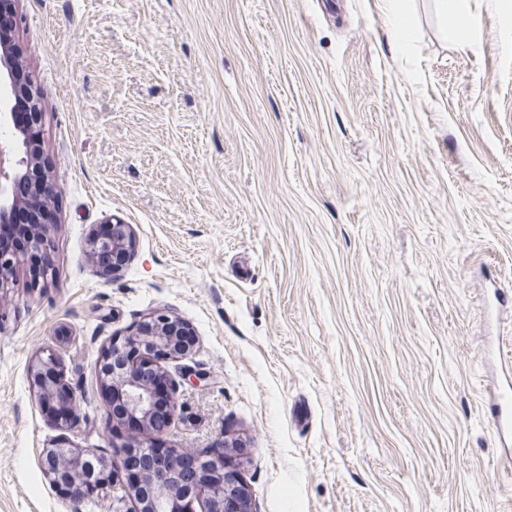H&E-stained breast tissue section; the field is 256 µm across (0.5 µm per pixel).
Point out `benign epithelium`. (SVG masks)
Returning <instances> with one entry per match:
<instances>
[{
	"label": "benign epithelium",
	"mask_w": 512,
	"mask_h": 512,
	"mask_svg": "<svg viewBox=\"0 0 512 512\" xmlns=\"http://www.w3.org/2000/svg\"><path fill=\"white\" fill-rule=\"evenodd\" d=\"M16 21L0 13V103L10 104L24 96L29 101L35 122L42 121L40 96L33 84L20 86L14 75L20 51L13 41ZM13 129L9 141H0V224L12 223L18 207L16 186L27 183L38 203L33 205L32 223L48 224L52 214L43 203L54 193L52 176L39 162L28 132L15 125L12 113H0V125ZM111 234L90 238L93 253L118 252L121 261L101 265L102 272L115 275L130 257L132 234L130 225L120 221L110 224ZM19 256L0 254V291L8 288ZM196 346L187 323L161 310L143 315L134 330L103 349L97 361L98 380L107 394L120 397V408L109 403L112 417L126 414L137 419L141 432L158 437L167 433L176 412L177 386L165 366L157 358L183 357ZM28 375L40 403L57 407L51 421L62 433L73 431L78 420L82 391L66 378L59 355L45 350L35 356ZM166 389V420L157 424L155 400L159 388ZM113 460L94 448L59 446L50 448L42 459V468L50 482L66 490L70 512H85L95 498L103 497L109 487H118L122 496L112 498V512H121L126 501L134 503V512H256L250 490L231 459L218 450L209 454L171 451L165 456L145 455L140 482L136 485L113 482Z\"/></svg>",
	"instance_id": "1"
}]
</instances>
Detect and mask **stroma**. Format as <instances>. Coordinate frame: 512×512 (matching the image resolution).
Wrapping results in <instances>:
<instances>
[{
    "label": "stroma",
    "instance_id": "1",
    "mask_svg": "<svg viewBox=\"0 0 512 512\" xmlns=\"http://www.w3.org/2000/svg\"><path fill=\"white\" fill-rule=\"evenodd\" d=\"M468 5L461 47L410 0L400 51L382 0H19L55 277L0 294V512H69L30 360L60 353L73 443L114 458L95 363L155 308L206 378L161 443L241 439L257 512H512L480 395L512 363V0ZM111 234L108 237H99L97 233H94L90 238L91 250L98 259V253L112 251V254L120 252L121 261L118 263L112 262V256H107L104 261H108L111 264H101L102 272L105 274L116 275L117 272L121 271L123 266L127 263L130 257V249L132 246V234L129 224H124L121 221H110Z\"/></svg>",
    "mask_w": 512,
    "mask_h": 512
}]
</instances>
